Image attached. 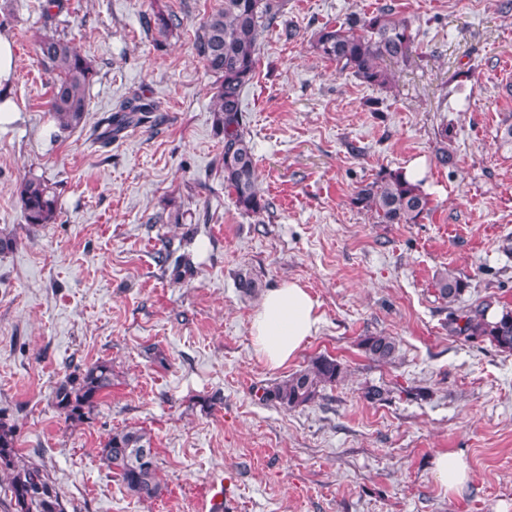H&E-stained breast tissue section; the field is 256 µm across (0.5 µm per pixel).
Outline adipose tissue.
<instances>
[{
    "label": "adipose tissue",
    "instance_id": "adipose-tissue-1",
    "mask_svg": "<svg viewBox=\"0 0 512 512\" xmlns=\"http://www.w3.org/2000/svg\"><path fill=\"white\" fill-rule=\"evenodd\" d=\"M321 322L317 304L299 283L270 290L251 319L256 354L267 365L288 363L313 336Z\"/></svg>",
    "mask_w": 512,
    "mask_h": 512
}]
</instances>
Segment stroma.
Returning a JSON list of instances; mask_svg holds the SVG:
<instances>
[{"label": "stroma", "mask_w": 512, "mask_h": 512, "mask_svg": "<svg viewBox=\"0 0 512 512\" xmlns=\"http://www.w3.org/2000/svg\"><path fill=\"white\" fill-rule=\"evenodd\" d=\"M221 0H0L16 45L18 120L0 128V414L24 457L44 465L67 512H201L223 484L232 512H512V353L448 328L435 283L453 271L459 304L512 309V0H288L265 32L242 103L272 207L237 209L224 187V135L213 79L193 44ZM388 4L418 50L388 88L338 71L310 46L325 22ZM181 19L155 47L154 9ZM71 39L95 67L87 126L58 127L41 34ZM139 92L162 120L109 145L91 128ZM453 163L436 159L441 124ZM426 162L431 210L379 224L351 203L356 187L413 159ZM39 177L58 195L55 223L27 224L17 189ZM182 213L169 223L171 208ZM256 282L239 288L241 277ZM302 285L318 331L287 365L254 353L250 325L265 293ZM396 342L370 359V335ZM320 355L343 381L288 410L263 390ZM107 361L112 387L89 420L64 421L51 390ZM378 388L382 399L372 400ZM146 430L160 497L130 494L99 448ZM467 460L471 480L448 494L438 453ZM365 353L374 361L389 362L394 358L396 343L390 336H367L361 341Z\"/></svg>", "instance_id": "stroma-1"}]
</instances>
